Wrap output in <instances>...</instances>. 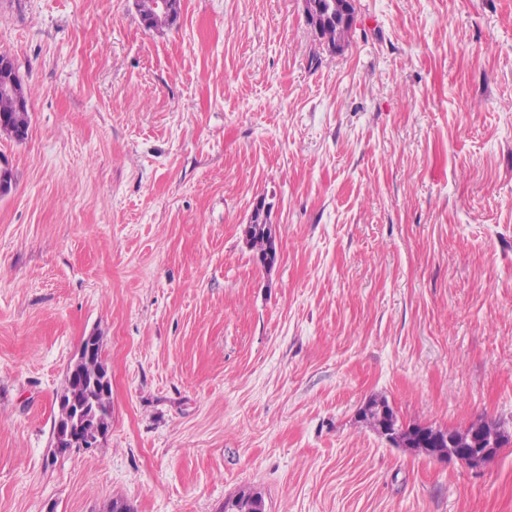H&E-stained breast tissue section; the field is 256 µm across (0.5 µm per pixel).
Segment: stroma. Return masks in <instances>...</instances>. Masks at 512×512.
Masks as SVG:
<instances>
[{
	"label": "stroma",
	"mask_w": 512,
	"mask_h": 512,
	"mask_svg": "<svg viewBox=\"0 0 512 512\" xmlns=\"http://www.w3.org/2000/svg\"><path fill=\"white\" fill-rule=\"evenodd\" d=\"M355 6L333 53L301 0H0V512H512V0ZM94 333L111 424L60 452ZM374 401L504 444L398 448ZM0 91L4 95L18 97L16 79H2ZM4 95L0 94V133L15 140H24L28 137L30 128L29 112H18L14 99ZM267 210L268 206L265 203L264 200L258 199L252 208L251 216H250V222L251 224V230L249 233V241L248 244L250 245L251 249H254L256 251V256L264 255L266 252L270 249L272 246V239L270 237V232L263 231V225L262 228H259V224H255L253 220L259 215V220L262 222L265 220L267 216ZM394 416L396 419L395 427H400L399 441L392 439L394 443L402 444L405 448H421L419 445L413 443L412 437L419 432L426 431L434 435V440L430 445L425 448H448V430H433L427 427L412 426L402 428L392 411L386 403H371L360 414L363 422L369 425L373 430L381 434V427L384 426L386 419ZM462 432L455 433L458 438V443L462 448H448V459L457 461H466L470 466L478 467L484 464L489 458L496 455L499 448L498 441L494 434H488L484 430H477L475 434L474 448H470L467 442L462 438ZM261 497L252 493L241 491L235 499L224 505L225 512H265Z\"/></svg>",
	"instance_id": "35a3bbf8"
}]
</instances>
